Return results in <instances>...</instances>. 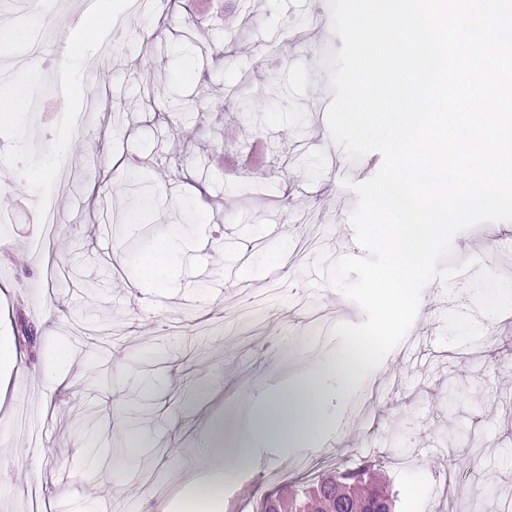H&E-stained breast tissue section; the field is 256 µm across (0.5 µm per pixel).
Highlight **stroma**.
Returning <instances> with one entry per match:
<instances>
[{
  "instance_id": "1",
  "label": "stroma",
  "mask_w": 512,
  "mask_h": 512,
  "mask_svg": "<svg viewBox=\"0 0 512 512\" xmlns=\"http://www.w3.org/2000/svg\"><path fill=\"white\" fill-rule=\"evenodd\" d=\"M130 0H99L84 25L46 14L26 40L5 46L22 56L45 38L63 60L66 99L97 100L89 136L70 146L67 171L40 155L34 166L0 164V336L15 369L0 375V463L14 473L0 512L30 502L52 512H171L182 486L204 476L199 443L208 418L250 407L264 394L335 357L331 330L358 323L360 308L326 281L328 265L356 250L350 214L360 182L382 163L372 152L348 159L325 121L333 98L324 57L342 41L329 0H163L142 14ZM253 23L241 28L242 7ZM122 39L101 57L87 85L86 29ZM233 64H226L224 49ZM154 75L144 94L139 73ZM246 83L249 107L225 92ZM64 131L53 113L0 123V161L22 135L47 146ZM66 178L58 228L43 236L36 206L46 186ZM142 180L152 201L147 234L130 244L112 232L107 209L126 205ZM289 184L281 194V184ZM191 216L177 244L175 277L142 278L143 257L170 225ZM506 223L458 234L452 252L481 251L486 288H512ZM67 389L45 370L58 346ZM149 377L163 403L143 399L147 435L140 467L123 463L126 433L112 407L133 412ZM333 430L306 447L260 449L224 486L223 512H253L296 477V461L323 471L380 461L399 493L397 512H512V318L487 317L475 291L440 281L422 292L406 341L352 388L331 387Z\"/></svg>"
}]
</instances>
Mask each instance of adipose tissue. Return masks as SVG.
Listing matches in <instances>:
<instances>
[{"label":"adipose tissue","instance_id":"ef3b65f1","mask_svg":"<svg viewBox=\"0 0 512 512\" xmlns=\"http://www.w3.org/2000/svg\"><path fill=\"white\" fill-rule=\"evenodd\" d=\"M370 337H356L352 344L333 360L322 363L306 376L293 379L277 393L266 397L259 412L228 408L225 418L209 420L203 430L208 449L210 477L197 486L191 500L204 504L212 512L223 497V488L235 474L240 462L254 461L258 449L271 443L305 445L329 418L324 410L330 382L349 387L360 381L372 357Z\"/></svg>","mask_w":512,"mask_h":512}]
</instances>
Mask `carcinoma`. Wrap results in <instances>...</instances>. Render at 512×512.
<instances>
[{"label":"carcinoma","mask_w":512,"mask_h":512,"mask_svg":"<svg viewBox=\"0 0 512 512\" xmlns=\"http://www.w3.org/2000/svg\"><path fill=\"white\" fill-rule=\"evenodd\" d=\"M380 470V462L367 459L307 484L292 482L285 495L264 499L261 512H395L397 494Z\"/></svg>","instance_id":"cac0c4a2"}]
</instances>
